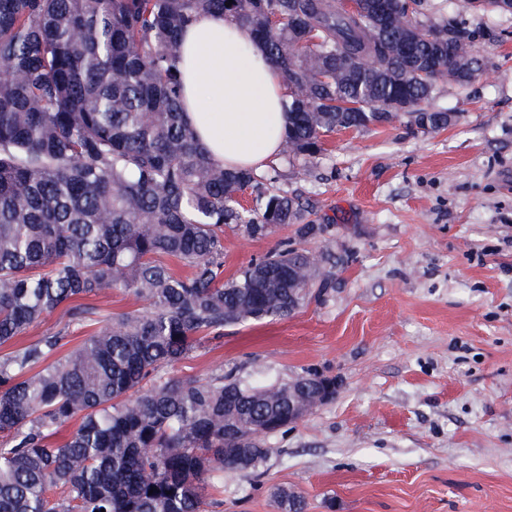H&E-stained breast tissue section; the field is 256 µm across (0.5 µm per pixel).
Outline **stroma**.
Listing matches in <instances>:
<instances>
[{
	"mask_svg": "<svg viewBox=\"0 0 512 512\" xmlns=\"http://www.w3.org/2000/svg\"><path fill=\"white\" fill-rule=\"evenodd\" d=\"M489 60L431 102L454 121L338 130L278 189L318 227L224 230V274L284 247L321 256L325 290L286 319L225 328L173 368L259 385L306 371L337 393L225 472L218 512H512V14L463 19Z\"/></svg>",
	"mask_w": 512,
	"mask_h": 512,
	"instance_id": "1",
	"label": "stroma"
}]
</instances>
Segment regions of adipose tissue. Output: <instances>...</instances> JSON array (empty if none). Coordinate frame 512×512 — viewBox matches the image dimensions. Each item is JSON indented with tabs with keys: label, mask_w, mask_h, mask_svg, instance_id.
<instances>
[{
	"label": "adipose tissue",
	"mask_w": 512,
	"mask_h": 512,
	"mask_svg": "<svg viewBox=\"0 0 512 512\" xmlns=\"http://www.w3.org/2000/svg\"><path fill=\"white\" fill-rule=\"evenodd\" d=\"M179 68L186 120L224 166L261 169L288 126L283 75L232 18L204 14L184 32Z\"/></svg>",
	"instance_id": "obj_1"
}]
</instances>
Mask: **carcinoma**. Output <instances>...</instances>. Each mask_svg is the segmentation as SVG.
I'll use <instances>...</instances> for the list:
<instances>
[{
  "mask_svg": "<svg viewBox=\"0 0 512 512\" xmlns=\"http://www.w3.org/2000/svg\"><path fill=\"white\" fill-rule=\"evenodd\" d=\"M0 0V512H213L224 472L255 471L288 429L289 381L252 386L170 368L227 326L288 317L318 269L285 248L224 278V226L250 237L304 223L297 196L228 169L184 118L178 40L200 14L232 17L281 70L293 164L322 136L405 115L486 67L463 27L421 0ZM502 0H454L501 12ZM314 48L298 46L301 30ZM357 101L360 111L336 106ZM257 188L256 205L237 194ZM185 268L180 273L173 264ZM146 302L106 313L112 291ZM58 313L63 327L13 342ZM88 334L65 348L69 328ZM68 435H59L66 426Z\"/></svg>",
  "mask_w": 512,
  "mask_h": 512,
  "instance_id": "cac0c4a2",
  "label": "carcinoma"
}]
</instances>
